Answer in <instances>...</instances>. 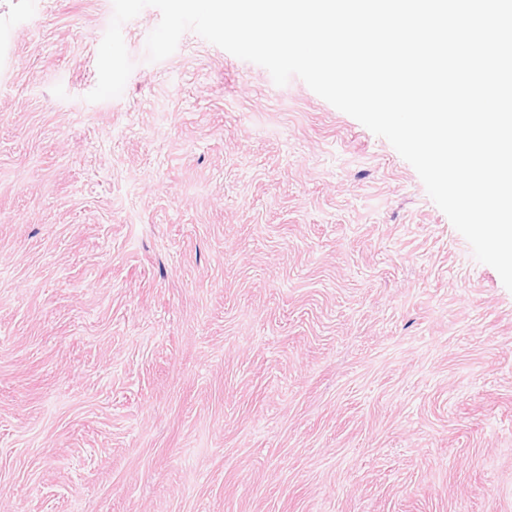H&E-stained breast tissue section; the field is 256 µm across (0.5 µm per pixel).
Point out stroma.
I'll return each instance as SVG.
<instances>
[{"label": "stroma", "mask_w": 512, "mask_h": 512, "mask_svg": "<svg viewBox=\"0 0 512 512\" xmlns=\"http://www.w3.org/2000/svg\"><path fill=\"white\" fill-rule=\"evenodd\" d=\"M0 0V512H512V291L384 138L161 13Z\"/></svg>", "instance_id": "35a3bbf8"}]
</instances>
